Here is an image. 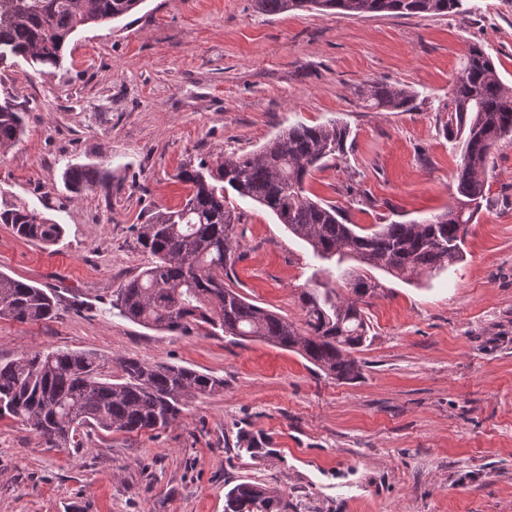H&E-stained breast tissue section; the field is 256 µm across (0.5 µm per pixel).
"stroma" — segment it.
<instances>
[{
	"mask_svg": "<svg viewBox=\"0 0 512 512\" xmlns=\"http://www.w3.org/2000/svg\"><path fill=\"white\" fill-rule=\"evenodd\" d=\"M472 45L512 86V0L362 18L265 16L253 0H144L77 31L55 73L21 59L0 65V96L11 94L26 122L0 158V199L65 228L46 246L0 224V273L58 301L47 321L0 319V358L94 351L224 380L167 428H87L78 448L0 420V512H224L225 492L243 481L277 490L287 512H512V140L490 159L462 262L410 282L377 272L356 379L262 341L150 330L110 304L149 261L139 225L183 204L182 167L254 152L297 121L349 128L344 158L306 185L346 223L444 212L460 161L451 79ZM375 80L413 91L414 111L364 108L360 92ZM87 163L111 171L112 186L72 197L63 174ZM230 203L241 222L226 284L302 323L299 295L329 261L263 207ZM242 432L258 453L237 452Z\"/></svg>",
	"mask_w": 512,
	"mask_h": 512,
	"instance_id": "stroma-1",
	"label": "stroma"
}]
</instances>
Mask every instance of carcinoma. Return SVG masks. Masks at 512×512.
<instances>
[{"label":"carcinoma","mask_w":512,"mask_h":512,"mask_svg":"<svg viewBox=\"0 0 512 512\" xmlns=\"http://www.w3.org/2000/svg\"><path fill=\"white\" fill-rule=\"evenodd\" d=\"M143 0H0V64L22 58L40 68L59 69L65 46L80 28L107 25L138 8ZM265 15L292 10L334 11L358 18L368 14L412 16L448 14L462 0H254ZM366 107L409 112L413 94L383 80L361 93ZM453 119L459 127L461 162L456 192L448 210L421 223L376 224L367 233L340 221L335 205L306 195L305 184L326 161L345 156L347 129L336 122H297L279 131L253 154L224 158L217 171L205 163L183 169L188 185L183 205L158 211L141 225L138 241L151 260L132 279L112 291V308L147 328L185 332L195 326L209 335L236 341L258 340L295 350L338 380L359 376L354 353L368 338L360 304L382 287L368 270L408 280L423 272H444L464 257L463 244L484 199L491 154L512 137V87L506 86L490 57L477 46L453 78ZM24 113L10 97L0 101V151L25 135ZM70 192L109 191L107 174L93 164L66 168ZM260 204L306 242L315 256L336 260L337 279L351 289L342 298L332 288L301 293L303 326L250 302L224 284L233 266L240 221L225 192ZM0 224L16 235L56 245L64 236L57 224L23 204H0ZM353 259L360 267L343 266ZM55 295L0 273V318L21 323L55 315ZM120 374L103 356L90 351L42 350L0 359V419L19 421L53 448L81 447L86 427L106 432L140 433L166 428L180 418L188 401L224 389V379L188 367L122 358ZM276 491L241 482L225 493L224 512H281Z\"/></svg>","instance_id":"cac0c4a2"}]
</instances>
